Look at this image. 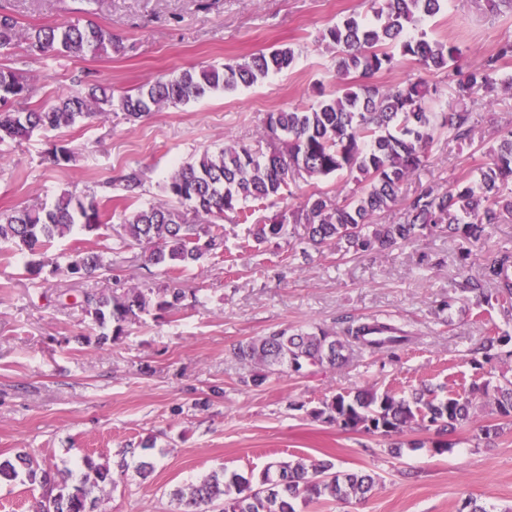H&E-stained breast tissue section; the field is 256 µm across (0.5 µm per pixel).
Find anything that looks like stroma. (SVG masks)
I'll list each match as a JSON object with an SVG mask.
<instances>
[{
    "label": "stroma",
    "mask_w": 512,
    "mask_h": 512,
    "mask_svg": "<svg viewBox=\"0 0 512 512\" xmlns=\"http://www.w3.org/2000/svg\"><path fill=\"white\" fill-rule=\"evenodd\" d=\"M81 0H0L22 26L77 19ZM371 12L370 0H98L92 21L111 29L117 47L95 56L31 52L20 42L0 51V66L26 74L31 85L22 108H37L90 83L113 94L189 67L220 66L281 46L294 50L288 71L231 93H211L187 105L166 106L128 121L114 110L89 124L37 131L0 144V211L42 207L62 191L95 195L112 204L108 186L126 168L145 173L143 202L165 201L162 187L174 168L205 150L264 133L269 113L306 106L318 86L336 82L332 53L321 37L342 17ZM427 39L465 46L457 67H479L512 41V14L491 12L486 0H449L421 27ZM423 80L437 91L436 107L454 104L445 72L410 58L375 75L391 87ZM470 107L478 123L473 144L439 137L428 159L402 188L448 189L488 161L495 130L512 125V91H478ZM77 159L50 160L54 144ZM234 265L208 258L186 274L188 295L175 313L152 312L126 323L116 340L81 307L83 292L120 293L160 288L163 267L147 260V247L126 252L112 270L79 279L62 259L89 240L84 232L56 239L36 279L24 272L28 255L0 250V460L27 453L54 473L80 478L85 460H113L131 448L135 461L152 463L149 475L128 470L116 486H103L98 512H177L176 489L227 469L260 472L271 460H332L338 470L365 469L376 484L363 502H333L311 512H458L467 497L488 512H512V424L493 403L469 426L449 434L436 453L432 433L412 429L401 456L387 441L312 419L310 409L344 390L399 389L426 381L451 387L472 375L467 350L488 326L457 301L464 275L477 274L484 257L512 247V220L495 225L480 255L460 264L458 244L432 234L386 254L338 260L336 253L289 260L301 248L303 226L290 236L238 251L244 235L234 214L224 218ZM455 298L451 311L441 308ZM386 318L410 338L396 356L355 351L343 365L297 376H271L247 386L252 366L228 351L239 341L285 326L341 330V320ZM499 425L483 439L480 429Z\"/></svg>",
    "instance_id": "35a3bbf8"
}]
</instances>
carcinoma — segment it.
I'll return each instance as SVG.
<instances>
[{
	"label": "carcinoma",
	"instance_id": "cac0c4a2",
	"mask_svg": "<svg viewBox=\"0 0 512 512\" xmlns=\"http://www.w3.org/2000/svg\"><path fill=\"white\" fill-rule=\"evenodd\" d=\"M373 18L353 14L329 26L323 36L334 53L336 87L318 89L308 107L271 112L265 126L266 145L245 142L224 144L216 153L204 152L176 168L165 185L168 200L139 206L119 214L112 252L120 254L143 243L153 246L148 261L165 267L168 284L156 291L129 289L121 294L87 291L82 307L93 322L112 323V336L124 324L154 308L172 311L186 299L182 275L210 256H224V215L234 213L246 225L241 247L257 248L287 234L290 224L305 230V244L318 253L336 249L347 255L385 252L401 248L426 233L446 232L456 238L462 258L483 248L489 229L512 216V127L499 131V144L488 162L472 176L457 180L445 191L427 186L405 205L398 224H376L374 218L397 206L404 182L426 162L435 139L448 137L473 144L477 119L467 100L480 89L493 87L499 61L512 57V42L500 47L484 64L460 75L454 87L458 106L435 112L430 90L421 81L396 87L372 82L383 69L394 66L395 55L412 57L428 68L457 73L451 62L462 54L455 44L431 42L411 30L441 13L446 0H372ZM24 40L35 53L60 51L73 57L116 46L112 30L92 21L23 29L0 10V50ZM295 52L279 47L250 54L221 68L186 69L170 79L158 78L133 93L115 98L112 90L95 84L86 90L59 96L53 103L28 112L13 108L30 94L28 79L11 68L0 67V142L26 138L36 130L91 123L117 107L136 120L160 106L186 105L216 90L234 91L257 84L272 72L294 63ZM354 180L357 188L336 187L329 196L313 192L298 205L285 206L268 223L252 224V206L273 207L293 198V188L329 175ZM118 199L139 200L141 170L131 168L118 179ZM108 216L93 196L61 193L50 207L0 212V248L39 255L57 237L76 229L101 237ZM103 268L100 241H89L67 255L70 273L91 275ZM460 299L475 304H496L504 316L512 315V248L501 247L488 257L481 273L467 278ZM410 337L395 325L373 319L349 324L343 335L319 329L281 328L265 336L234 344L229 355L256 368L250 382L264 384L273 374L301 375L312 367L340 366L354 349L390 352ZM512 336L494 328L484 341L468 350L475 379L465 395L447 393L422 382L406 395L392 390L358 389L338 392L312 409L310 415L345 431L389 438L407 428L421 427L440 436L434 447L449 448L441 436L468 425L477 404L492 399L497 412L512 422V380L493 386L496 356L492 350ZM86 466L94 481L84 477L69 485L56 482L33 457L0 462V479L27 481L48 488L35 512H95L93 489L116 483L129 464L121 455L113 465ZM366 472L339 473L330 460L306 464L279 461L248 477L237 472L213 475L175 492L180 512H297L298 505L317 506L329 501L365 499L374 487Z\"/></svg>",
	"mask_w": 512,
	"mask_h": 512
}]
</instances>
